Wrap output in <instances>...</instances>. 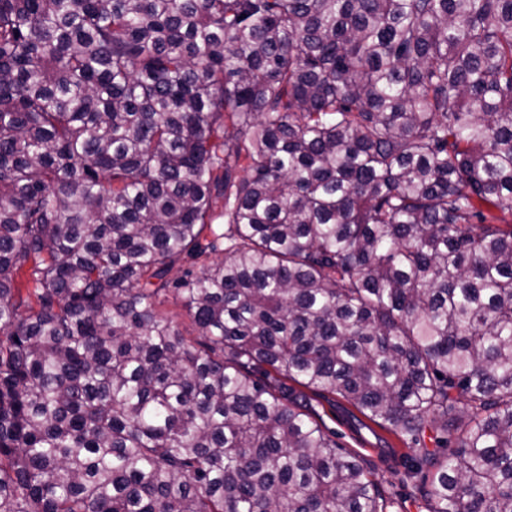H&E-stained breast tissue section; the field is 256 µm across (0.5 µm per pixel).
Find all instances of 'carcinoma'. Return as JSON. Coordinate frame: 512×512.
<instances>
[{"label":"carcinoma","mask_w":512,"mask_h":512,"mask_svg":"<svg viewBox=\"0 0 512 512\" xmlns=\"http://www.w3.org/2000/svg\"><path fill=\"white\" fill-rule=\"evenodd\" d=\"M290 381L512 512V0H0V512H385ZM161 309L166 314L172 325L176 326L185 336H196L197 330L187 310L179 298L169 294Z\"/></svg>","instance_id":"1"}]
</instances>
